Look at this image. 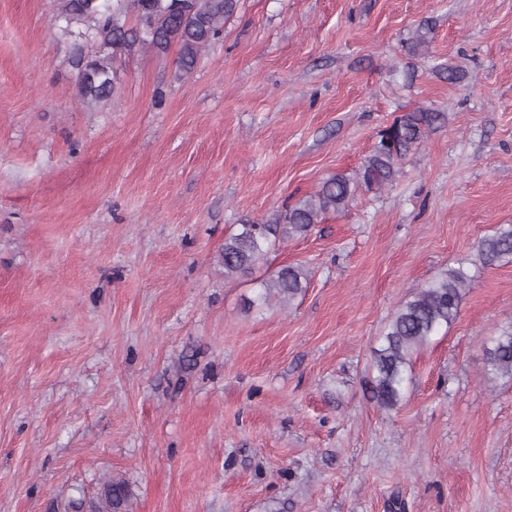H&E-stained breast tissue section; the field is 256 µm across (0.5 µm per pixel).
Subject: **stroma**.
Wrapping results in <instances>:
<instances>
[{"label":"stroma","mask_w":512,"mask_h":512,"mask_svg":"<svg viewBox=\"0 0 512 512\" xmlns=\"http://www.w3.org/2000/svg\"><path fill=\"white\" fill-rule=\"evenodd\" d=\"M97 50L51 0H0V512H88L112 477L131 512H512V381L483 348L512 257L478 249L512 224V0H240L193 70L136 47L91 104ZM420 108L445 119L392 186L269 254L301 295L225 280L239 224ZM459 266L456 320L380 409L391 315ZM307 281L308 272L303 267L283 266L273 277L257 282L260 288L258 300L267 303L271 298L277 297L281 302L290 301L302 293L307 286Z\"/></svg>","instance_id":"1"}]
</instances>
